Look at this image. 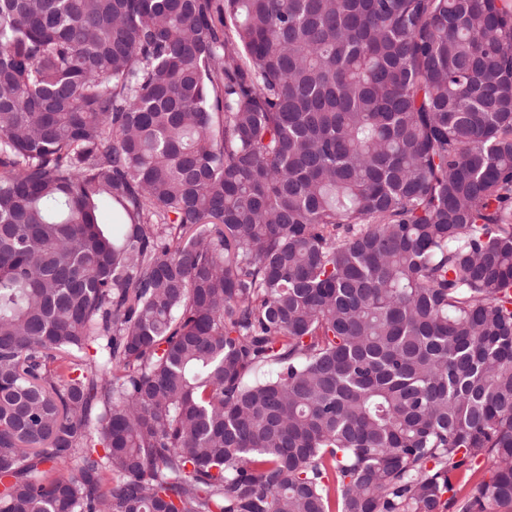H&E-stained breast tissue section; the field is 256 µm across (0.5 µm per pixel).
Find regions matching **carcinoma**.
<instances>
[{
	"instance_id": "1",
	"label": "carcinoma",
	"mask_w": 512,
	"mask_h": 512,
	"mask_svg": "<svg viewBox=\"0 0 512 512\" xmlns=\"http://www.w3.org/2000/svg\"><path fill=\"white\" fill-rule=\"evenodd\" d=\"M483 455L512 512L511 9L0 0V512H448Z\"/></svg>"
}]
</instances>
